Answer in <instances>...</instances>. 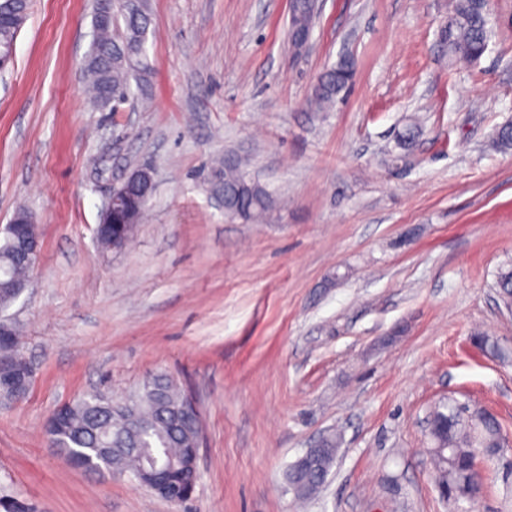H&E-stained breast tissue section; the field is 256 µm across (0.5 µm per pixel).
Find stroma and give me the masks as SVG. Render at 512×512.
I'll list each match as a JSON object with an SVG mask.
<instances>
[{
	"instance_id": "obj_1",
	"label": "stroma",
	"mask_w": 512,
	"mask_h": 512,
	"mask_svg": "<svg viewBox=\"0 0 512 512\" xmlns=\"http://www.w3.org/2000/svg\"><path fill=\"white\" fill-rule=\"evenodd\" d=\"M93 0H32L0 73V237L32 212L40 254L7 314L34 368L0 404V498L28 512H512V447L475 504L442 499L427 420L455 397L512 439V0L473 65L441 37L455 0H323L291 48L289 0H149L148 81L93 107ZM355 77L311 103L342 55ZM412 140H405L409 128ZM227 155L272 195L259 223L208 181ZM155 190L132 242L95 238L121 175ZM489 336L498 352L479 351ZM174 377L199 414V481L175 504L46 446L58 405ZM340 455L295 502L285 474L327 434ZM128 185H141L145 187L148 194H152L155 188V183L151 169L148 167L134 169L120 181L119 185H116L115 188L111 190L108 202L101 212V222L96 228L97 241L100 243L103 240L101 242V246L105 249H112L111 240L103 238L105 236L112 235V210L115 203L114 196L116 194V190L118 186L126 187Z\"/></svg>"
}]
</instances>
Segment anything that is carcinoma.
<instances>
[{"label":"carcinoma","mask_w":512,"mask_h":512,"mask_svg":"<svg viewBox=\"0 0 512 512\" xmlns=\"http://www.w3.org/2000/svg\"><path fill=\"white\" fill-rule=\"evenodd\" d=\"M30 4L16 0H0V47L9 53L29 15ZM93 24L97 38L84 62V74L96 107L105 103L108 92L132 94L131 82L142 87L149 74L146 62V42L151 17L146 0H122L115 5L112 16L100 13L93 4ZM492 17L488 0H456L454 13L446 25L444 41L448 50L467 63H476L486 52L492 34ZM355 66L352 57L344 55L323 72L314 88L313 101L324 109L349 87ZM224 199V213L245 222L257 221L271 206L270 194L252 179L238 161L226 159L212 172ZM151 196L124 199L115 207L116 220L121 224L143 221ZM15 240L7 235L0 241V269L5 279L22 278L28 268L14 263ZM499 295L505 304H512V269H504L497 277ZM140 419V429L134 436L125 421L112 415V395L95 392L65 407L62 429L46 431L50 445L66 463L97 465L102 462L100 449L117 448L106 468L122 475L135 473L148 465L159 468L169 480L180 482L188 478L182 469L185 452L199 445L200 419L198 411L186 418L181 409L187 405L173 380L166 374L149 379V387H140L131 394ZM448 419L446 435L433 438V460L436 482L456 489L483 493V481L478 459L496 447L502 431L498 418L488 420L476 414L465 416L454 400L438 406L434 419ZM338 451L336 436L323 438L309 465L294 462L289 465L286 480L289 490L298 498H308L320 491L332 468Z\"/></svg>","instance_id":"1"}]
</instances>
